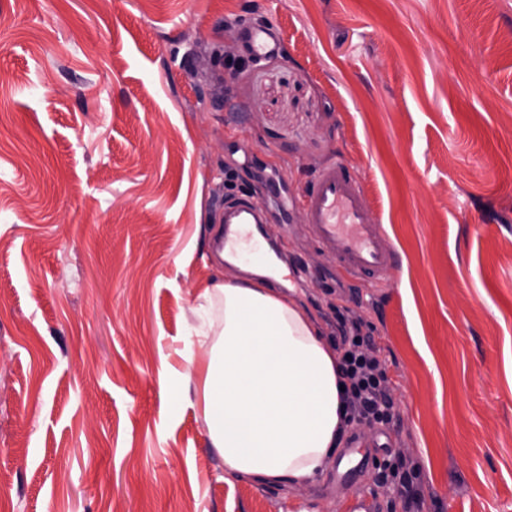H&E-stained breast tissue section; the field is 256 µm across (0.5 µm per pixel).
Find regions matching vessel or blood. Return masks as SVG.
<instances>
[{
	"label": "vessel or blood",
	"instance_id": "obj_1",
	"mask_svg": "<svg viewBox=\"0 0 512 512\" xmlns=\"http://www.w3.org/2000/svg\"><path fill=\"white\" fill-rule=\"evenodd\" d=\"M247 50L255 61L278 55L281 36L269 25H250L244 30ZM303 213L317 242L336 259L337 271L378 287L394 256L383 245L384 229L376 223L362 181L346 165L323 168L303 200ZM261 203L236 199L224 206V237L221 248L237 254L249 248L260 251L255 225L265 223Z\"/></svg>",
	"mask_w": 512,
	"mask_h": 512
}]
</instances>
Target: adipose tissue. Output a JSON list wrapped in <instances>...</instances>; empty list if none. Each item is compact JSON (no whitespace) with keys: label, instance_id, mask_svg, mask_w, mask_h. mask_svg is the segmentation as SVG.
I'll return each instance as SVG.
<instances>
[{"label":"adipose tissue","instance_id":"adipose-tissue-1","mask_svg":"<svg viewBox=\"0 0 512 512\" xmlns=\"http://www.w3.org/2000/svg\"><path fill=\"white\" fill-rule=\"evenodd\" d=\"M199 323L185 338L202 346L196 385L208 436L227 474L264 484L315 482L338 453L346 409L337 355L299 305L263 280L206 285Z\"/></svg>","mask_w":512,"mask_h":512}]
</instances>
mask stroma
<instances>
[{
	"mask_svg": "<svg viewBox=\"0 0 512 512\" xmlns=\"http://www.w3.org/2000/svg\"><path fill=\"white\" fill-rule=\"evenodd\" d=\"M337 161L387 286L273 209L268 282L322 341L360 321L395 417L347 429L354 482L226 475L182 380L198 286L242 276L224 203ZM0 471V512H512V0H0ZM247 50L255 61H263L278 55L282 50L281 36L269 25H250L244 30Z\"/></svg>",
	"mask_w": 512,
	"mask_h": 512,
	"instance_id": "35a3bbf8",
	"label": "stroma"
}]
</instances>
